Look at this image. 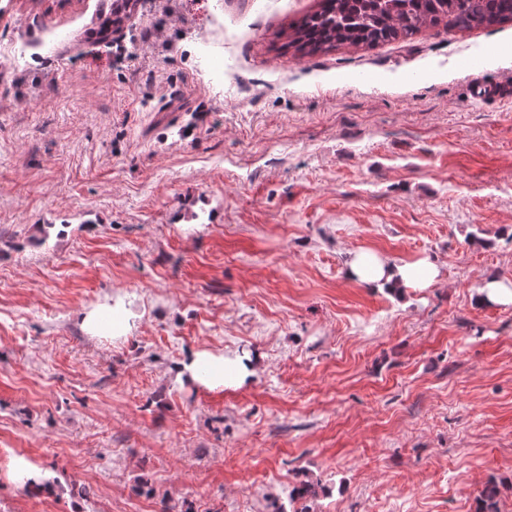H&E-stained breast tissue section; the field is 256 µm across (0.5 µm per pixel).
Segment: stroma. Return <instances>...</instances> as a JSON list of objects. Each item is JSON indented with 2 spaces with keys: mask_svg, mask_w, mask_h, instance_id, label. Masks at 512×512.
Returning <instances> with one entry per match:
<instances>
[{
  "mask_svg": "<svg viewBox=\"0 0 512 512\" xmlns=\"http://www.w3.org/2000/svg\"><path fill=\"white\" fill-rule=\"evenodd\" d=\"M112 2L0 0V512H292L304 479L310 512H512V305L476 300L512 281V22L303 56L317 0H139L103 42ZM361 249L442 279L349 281ZM117 296L127 339L88 335ZM200 349L258 372L178 379ZM208 365L211 374H203L201 367ZM259 365L258 356L244 352L214 353L193 351L179 365V375L207 390L239 387L253 378Z\"/></svg>",
  "mask_w": 512,
  "mask_h": 512,
  "instance_id": "1",
  "label": "stroma"
}]
</instances>
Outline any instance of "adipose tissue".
I'll list each match as a JSON object with an SVG mask.
<instances>
[{
  "instance_id": "1",
  "label": "adipose tissue",
  "mask_w": 512,
  "mask_h": 512,
  "mask_svg": "<svg viewBox=\"0 0 512 512\" xmlns=\"http://www.w3.org/2000/svg\"><path fill=\"white\" fill-rule=\"evenodd\" d=\"M349 279L389 289L400 294L410 289L427 288L442 278L440 266L421 258L398 263L382 255L356 252L346 262ZM133 314L128 304L115 299L83 312L81 323L94 336L124 339L132 327ZM259 365L258 357L244 352L214 353L194 351L179 365V374L191 383L208 390L239 387L253 378Z\"/></svg>"
}]
</instances>
